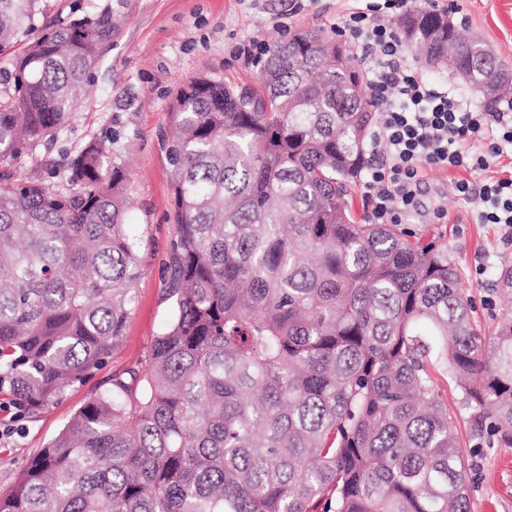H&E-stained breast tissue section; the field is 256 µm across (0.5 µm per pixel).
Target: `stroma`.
<instances>
[{
    "instance_id": "35a3bbf8",
    "label": "stroma",
    "mask_w": 512,
    "mask_h": 512,
    "mask_svg": "<svg viewBox=\"0 0 512 512\" xmlns=\"http://www.w3.org/2000/svg\"><path fill=\"white\" fill-rule=\"evenodd\" d=\"M76 3L87 11L112 5L125 22L101 53L94 80L78 101L67 135L23 155L13 172L20 178L47 177L50 171L64 169L70 152L84 142L116 136V158L131 174L129 221L142 241L140 275L124 336L105 365L25 423L15 442L0 444V493L11 488L81 406L107 388L112 374L144 365L169 319L163 269L174 235V202L166 144L178 86L207 73L238 89L256 87L260 63L242 55L243 47L253 41L269 46L299 31L338 38L343 16L360 6L359 0H43V17L65 19ZM437 11L450 15L468 36L512 63V0H438ZM450 178L447 172H430L421 185L423 209L414 226L439 228L476 304L477 321L490 331L497 315L485 304L492 285L490 271L512 258V242L505 240L499 225L478 222L473 204L455 197ZM438 206L449 215L448 223L440 226L432 219ZM447 394L449 406L459 416L461 441L476 476L469 512H512V447L474 439L469 411L460 405L455 387H448Z\"/></svg>"
}]
</instances>
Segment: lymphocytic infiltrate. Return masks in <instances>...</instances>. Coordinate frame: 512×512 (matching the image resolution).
<instances>
[{
    "label": "lymphocytic infiltrate",
    "mask_w": 512,
    "mask_h": 512,
    "mask_svg": "<svg viewBox=\"0 0 512 512\" xmlns=\"http://www.w3.org/2000/svg\"><path fill=\"white\" fill-rule=\"evenodd\" d=\"M408 0H365L341 30L368 65V91L379 107L371 132L382 145L378 161L365 169L371 224H399L416 208V193L428 171H463L457 197L478 202L477 219L497 224L512 237V177L492 178L505 151L512 150V113L486 112L419 76L407 62V47L390 13Z\"/></svg>",
    "instance_id": "obj_1"
}]
</instances>
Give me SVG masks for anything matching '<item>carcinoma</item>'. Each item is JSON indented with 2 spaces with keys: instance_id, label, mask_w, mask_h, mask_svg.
<instances>
[{
  "instance_id": "1",
  "label": "carcinoma",
  "mask_w": 512,
  "mask_h": 512,
  "mask_svg": "<svg viewBox=\"0 0 512 512\" xmlns=\"http://www.w3.org/2000/svg\"><path fill=\"white\" fill-rule=\"evenodd\" d=\"M0 0V168L65 135L118 27L110 7L39 26ZM241 95L199 74L168 141L171 317L143 368L112 375L28 463L0 512H469L474 482L448 407L512 445V312L493 333L439 237L352 208L377 112L350 52L301 32ZM431 65L476 87L509 66L456 27ZM113 139L63 183L0 174V403L26 417L103 366L123 336L141 243ZM493 295L512 297V264Z\"/></svg>"
}]
</instances>
